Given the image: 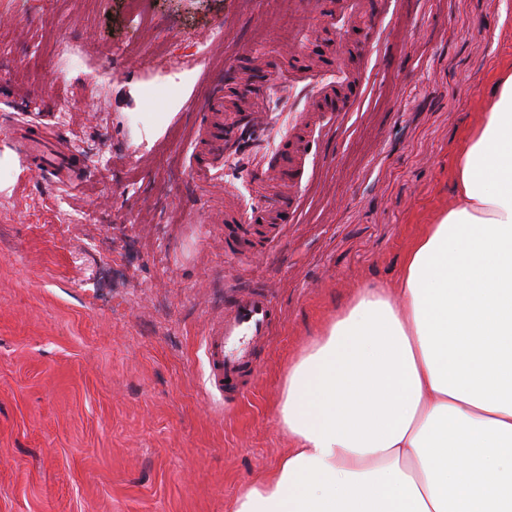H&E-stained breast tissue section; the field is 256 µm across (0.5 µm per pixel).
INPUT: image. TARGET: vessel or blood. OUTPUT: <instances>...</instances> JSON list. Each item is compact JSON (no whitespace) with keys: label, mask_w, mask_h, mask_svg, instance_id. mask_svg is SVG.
Instances as JSON below:
<instances>
[{"label":"vessel or blood","mask_w":512,"mask_h":512,"mask_svg":"<svg viewBox=\"0 0 512 512\" xmlns=\"http://www.w3.org/2000/svg\"><path fill=\"white\" fill-rule=\"evenodd\" d=\"M358 86L342 55L321 66L292 64L250 89L249 108L218 112L200 122L197 137L205 145L193 149L188 168L195 187L217 190L229 205L210 215L211 223L230 230L225 247L237 245L255 226L276 223L278 214L294 204L295 180L304 175L308 156L297 143L296 129L315 121L312 105L343 101ZM51 140L41 128L23 125L17 130L20 154L37 176L47 181L80 178V169ZM274 322L266 292L232 298L223 324L205 338L212 389L222 394L238 388L254 366L250 342L270 335Z\"/></svg>","instance_id":"vessel-or-blood-1"}]
</instances>
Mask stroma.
<instances>
[{"label": "stroma", "instance_id": "1", "mask_svg": "<svg viewBox=\"0 0 512 512\" xmlns=\"http://www.w3.org/2000/svg\"><path fill=\"white\" fill-rule=\"evenodd\" d=\"M0 0V512H225L288 449L292 360L362 288H390L454 201L449 171L512 62V0ZM226 73H201L200 43ZM345 44L360 97L317 139L291 222L237 253L185 168L220 76L261 81L301 45ZM147 57L143 74L131 61ZM49 126L82 184L47 183L10 135ZM267 287L277 311L256 374L209 391L204 339L226 299Z\"/></svg>", "mask_w": 512, "mask_h": 512}]
</instances>
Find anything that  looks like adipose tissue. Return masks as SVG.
Wrapping results in <instances>:
<instances>
[{"instance_id":"obj_1","label":"adipose tissue","mask_w":512,"mask_h":512,"mask_svg":"<svg viewBox=\"0 0 512 512\" xmlns=\"http://www.w3.org/2000/svg\"><path fill=\"white\" fill-rule=\"evenodd\" d=\"M490 82L453 206L291 363L290 447L226 512H512V66Z\"/></svg>"}]
</instances>
